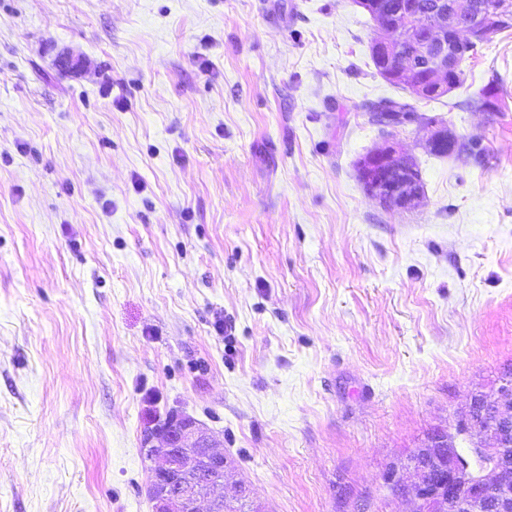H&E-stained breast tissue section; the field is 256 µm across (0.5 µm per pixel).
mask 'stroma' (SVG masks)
I'll return each instance as SVG.
<instances>
[{
	"label": "stroma",
	"instance_id": "1",
	"mask_svg": "<svg viewBox=\"0 0 512 512\" xmlns=\"http://www.w3.org/2000/svg\"><path fill=\"white\" fill-rule=\"evenodd\" d=\"M357 0H0V512H151L144 431H213L262 512H412L382 474L512 368V31L381 77ZM498 73L500 109L464 102ZM413 102L483 160L368 103ZM400 142L423 196H370Z\"/></svg>",
	"mask_w": 512,
	"mask_h": 512
}]
</instances>
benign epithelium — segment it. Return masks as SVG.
Returning <instances> with one entry per match:
<instances>
[{
  "label": "benign epithelium",
  "mask_w": 512,
  "mask_h": 512,
  "mask_svg": "<svg viewBox=\"0 0 512 512\" xmlns=\"http://www.w3.org/2000/svg\"><path fill=\"white\" fill-rule=\"evenodd\" d=\"M510 14L512 0H498L494 11L482 0H434L426 7L402 0L390 19L375 20L371 48L396 59L394 74L415 82V92H422L416 77L423 70L450 91L458 83L463 49ZM425 138L431 149H456V136L443 123L427 125ZM359 168L368 194L384 205L404 210L418 200L420 175L398 145L369 153ZM463 442L467 456L459 451ZM141 447L159 460L148 486L152 512H222L221 496L201 480L205 471L222 474L228 467L210 429L173 410L143 434ZM413 455L412 462L390 465L383 485H397L392 498L413 501L415 512H512V376L501 378L493 392L472 396L454 429L436 428Z\"/></svg>",
  "instance_id": "obj_1"
}]
</instances>
